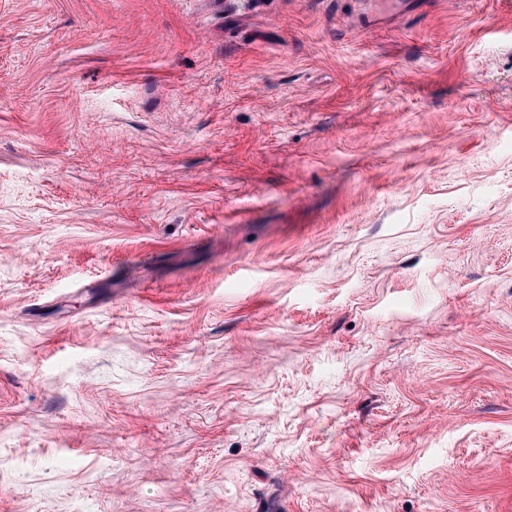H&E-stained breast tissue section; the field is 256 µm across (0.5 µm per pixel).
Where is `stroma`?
I'll return each instance as SVG.
<instances>
[{"label": "stroma", "mask_w": 512, "mask_h": 512, "mask_svg": "<svg viewBox=\"0 0 512 512\" xmlns=\"http://www.w3.org/2000/svg\"><path fill=\"white\" fill-rule=\"evenodd\" d=\"M0 512H512V0H0Z\"/></svg>", "instance_id": "35a3bbf8"}]
</instances>
